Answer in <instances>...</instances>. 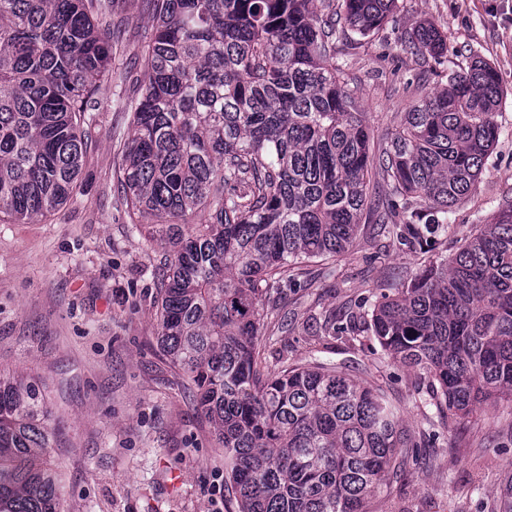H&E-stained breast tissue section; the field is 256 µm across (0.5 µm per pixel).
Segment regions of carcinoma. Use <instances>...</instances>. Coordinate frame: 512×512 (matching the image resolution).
<instances>
[{
  "label": "carcinoma",
  "instance_id": "carcinoma-1",
  "mask_svg": "<svg viewBox=\"0 0 512 512\" xmlns=\"http://www.w3.org/2000/svg\"><path fill=\"white\" fill-rule=\"evenodd\" d=\"M112 2L0 0V213L31 221L74 196L92 81L112 60ZM314 2L153 0L141 94L119 102L133 135L116 180L166 249L158 343L195 386L239 512H365L411 447L385 396L338 366L260 371L265 305L301 287L305 264L351 249L365 214L430 259L324 331L362 323L428 377L445 427L512 399V203L436 255L498 143L499 74L484 60L449 73L377 149L337 44L381 36L398 0L322 14ZM447 41L431 23L408 36L438 64ZM51 435L39 385L0 372V512H59ZM497 512H512V471Z\"/></svg>",
  "mask_w": 512,
  "mask_h": 512
}]
</instances>
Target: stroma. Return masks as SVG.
<instances>
[{"label": "stroma", "mask_w": 512, "mask_h": 512, "mask_svg": "<svg viewBox=\"0 0 512 512\" xmlns=\"http://www.w3.org/2000/svg\"><path fill=\"white\" fill-rule=\"evenodd\" d=\"M112 21V68L98 83L76 197L25 224L0 214V370L25 373L43 390L60 512H238L195 387L158 345L163 250L147 226H133L116 189L132 131L131 114L116 101L146 69L148 0H114ZM422 21L447 34L446 67L485 60L502 89L498 144L448 216L443 247L453 253L512 200V0H399L382 39L347 50L375 143L395 132L422 88L437 85L426 76L433 59L406 40ZM417 267L413 254L362 226L353 248L310 264L309 286L269 310L263 367L338 365L386 393L404 434L427 435L420 447L397 449L366 512H491L512 469V400L493 413L477 409L432 439L427 379L386 355L369 332L328 336L319 324Z\"/></svg>", "instance_id": "1"}]
</instances>
